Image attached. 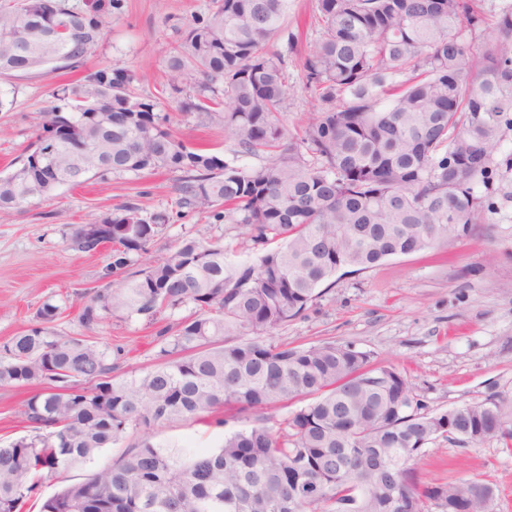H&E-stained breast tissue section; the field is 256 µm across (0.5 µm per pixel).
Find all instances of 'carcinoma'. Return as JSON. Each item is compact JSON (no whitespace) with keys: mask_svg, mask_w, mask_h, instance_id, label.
I'll use <instances>...</instances> for the list:
<instances>
[{"mask_svg":"<svg viewBox=\"0 0 512 512\" xmlns=\"http://www.w3.org/2000/svg\"><path fill=\"white\" fill-rule=\"evenodd\" d=\"M120 9L121 0L0 3V39L16 40L0 51V78L84 68ZM287 9L288 0H214L166 61L172 92L197 77L181 107L262 163L187 147L156 116L159 98L137 93L131 74L100 69L52 92L42 133L0 177L9 211L89 180L180 172V207L243 224L265 247L232 262L223 246L184 237L151 261L166 214L148 222L128 203L94 219L112 225V252L107 282L82 303L85 328L193 312L160 329V362L130 379L112 375V350L96 337L58 335L63 306L50 299L0 345V387L42 388L22 405L29 434L0 444V512H24L45 483L134 432L111 465L63 485L40 512H492L491 484L422 485L413 462L439 436L512 447V396L421 414L396 368L350 345L270 336L339 269L470 231L475 186L512 112V6L477 52L462 28L482 18L464 0H315L321 38L303 69L321 107L294 134L282 123L288 66L270 49L292 42ZM304 398L277 429L258 417L216 449L153 441L168 422Z\"/></svg>","mask_w":512,"mask_h":512,"instance_id":"carcinoma-1","label":"carcinoma"}]
</instances>
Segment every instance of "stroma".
Returning a JSON list of instances; mask_svg holds the SVG:
<instances>
[{"mask_svg":"<svg viewBox=\"0 0 512 512\" xmlns=\"http://www.w3.org/2000/svg\"><path fill=\"white\" fill-rule=\"evenodd\" d=\"M312 5L313 0H290L286 22L295 43L274 45L288 63L289 105L282 120L290 130L320 106L305 88L302 72V61L319 38L310 26ZM211 6L212 0H122L86 67L130 71L141 94L163 96L161 113L184 144L202 145L251 166L254 158L235 157L234 142L223 128L181 111L178 95L161 92L170 46L194 15ZM78 78V73L58 71L0 84V99L10 105L9 111L0 112V176L18 166L41 133L53 90ZM490 169L489 187L477 189L484 212L468 234L453 238L445 249L393 257L361 271L339 270L302 315L276 331L275 341L292 346L353 344L372 363L397 368L428 413L493 394L512 396L511 126L501 128ZM179 179V173L165 169L126 174L105 186L92 181L64 187L52 201L0 214V343L22 333L48 299L65 305L56 322L59 334L86 335L78 320L80 304L103 285L108 252H80L71 236L89 219L117 212L125 204H138L145 219L159 212L169 216L150 246V259L164 257L186 235L222 244L230 260L255 258L257 250L242 225L180 212ZM188 314L185 308L163 314L159 325ZM159 325L115 318L96 329L101 343L123 349L115 377L139 375L156 363L162 345ZM32 394L29 388H0V442L27 435L19 410ZM245 425L244 419L233 417L223 424L214 417L193 425L175 421L156 428L154 436L172 446L214 448L225 434ZM416 468L424 483L460 477L493 481L494 512H512V449H503L499 442L462 445L439 437L425 446Z\"/></svg>","mask_w":512,"mask_h":512,"instance_id":"1","label":"stroma"}]
</instances>
